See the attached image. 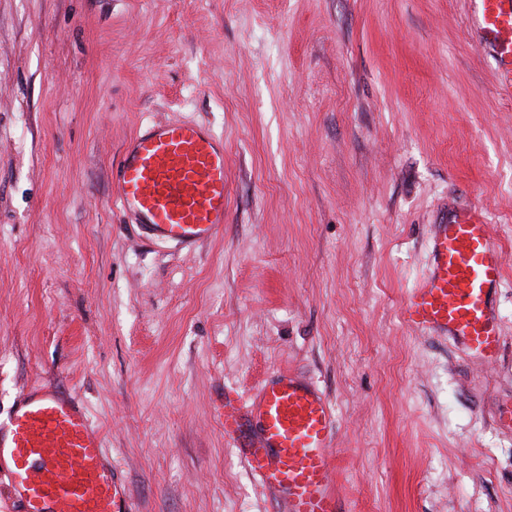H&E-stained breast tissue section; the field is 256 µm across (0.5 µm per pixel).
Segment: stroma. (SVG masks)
Listing matches in <instances>:
<instances>
[{
    "label": "stroma",
    "instance_id": "stroma-1",
    "mask_svg": "<svg viewBox=\"0 0 512 512\" xmlns=\"http://www.w3.org/2000/svg\"><path fill=\"white\" fill-rule=\"evenodd\" d=\"M470 0H0V415L80 397L137 512H276L225 389L280 368L336 410L351 512H512V99ZM223 136L222 237L113 206L148 122ZM484 210L502 354L401 320L433 226Z\"/></svg>",
    "mask_w": 512,
    "mask_h": 512
}]
</instances>
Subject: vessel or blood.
Listing matches in <instances>:
<instances>
[{
  "label": "vessel or blood",
  "instance_id": "1",
  "mask_svg": "<svg viewBox=\"0 0 512 512\" xmlns=\"http://www.w3.org/2000/svg\"><path fill=\"white\" fill-rule=\"evenodd\" d=\"M473 30L500 91L512 97V0H474ZM224 142L195 122L150 123L129 138L112 171L113 201L157 243L191 250L224 230ZM432 263L406 296L402 318L419 332L458 340L498 360L496 296L504 262L484 212L462 206L435 225ZM224 434L281 512H348L335 477L336 415L312 379L280 371L247 403L224 398ZM23 512H134L124 479L74 395L23 392L0 419V466Z\"/></svg>",
  "mask_w": 512,
  "mask_h": 512
}]
</instances>
